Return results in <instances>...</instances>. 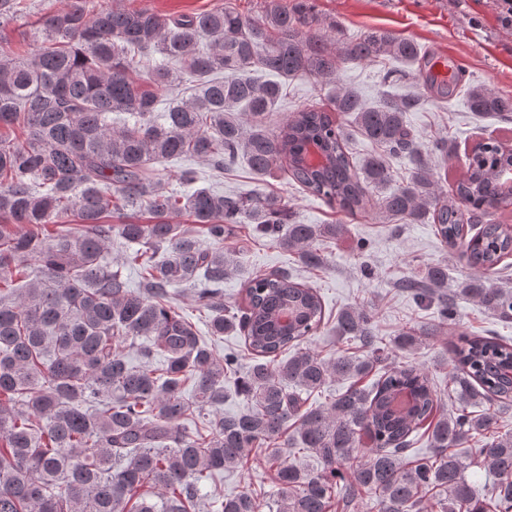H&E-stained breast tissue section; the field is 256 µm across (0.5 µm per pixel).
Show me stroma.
Here are the masks:
<instances>
[{
	"mask_svg": "<svg viewBox=\"0 0 512 512\" xmlns=\"http://www.w3.org/2000/svg\"><path fill=\"white\" fill-rule=\"evenodd\" d=\"M315 4L321 16L338 23L340 42L354 41L369 29H385L414 40L430 56L443 55L461 63L457 89L451 97L426 102L421 110L406 115L408 127L425 146H433L440 138L456 145V154L433 165L444 190H451L466 172L468 151L475 143L493 138L512 145V117L484 116L466 106L467 93L475 86L512 96V28L501 26L493 0H315ZM62 5V0H22L21 10L4 30L13 50L33 48L38 41L36 20ZM383 68L380 61L348 63L341 68L339 79L369 105L389 97L423 93L414 64L403 63L408 77L394 86L384 84ZM327 103L328 89L320 81L295 78L289 81L287 96L279 111L271 114L269 124L277 126L283 113ZM186 164L216 190L247 195L260 188L281 196L299 223L342 225L338 238L319 244L327 258L320 270L302 267L292 254L254 237L246 224L236 225L224 239L226 247L235 249L238 261L237 271L224 282L225 303H238L244 278L259 270H285L317 288L325 306V325L308 341L313 351L328 354L340 348L334 332L337 314L363 305L371 309L376 334L384 342H391L405 326L426 330V337L411 351L399 354L398 359L424 367L438 388L444 389L458 333L512 340V322L499 321L471 300H458L456 326L451 329L440 325L436 306H418L401 291L400 280L419 275L429 266L447 267L452 289L472 274L466 257L445 247L433 224L395 223L380 215L373 200L365 211L353 216L344 214L290 182L284 172L261 179L242 160L220 175L210 164L196 159L166 162L160 173L167 188H179L176 172ZM215 486L228 494L248 487L270 497L276 494L270 472L255 454L246 469H226L212 482L202 484L201 489L206 492Z\"/></svg>",
	"mask_w": 512,
	"mask_h": 512,
	"instance_id": "stroma-1",
	"label": "stroma"
}]
</instances>
